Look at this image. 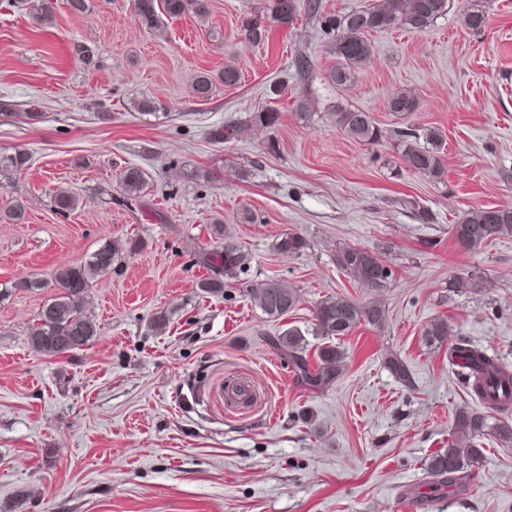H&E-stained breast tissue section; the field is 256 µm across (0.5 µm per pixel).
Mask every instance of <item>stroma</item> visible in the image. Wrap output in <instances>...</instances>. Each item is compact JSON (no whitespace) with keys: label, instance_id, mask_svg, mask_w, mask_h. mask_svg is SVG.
<instances>
[{"label":"stroma","instance_id":"1","mask_svg":"<svg viewBox=\"0 0 512 512\" xmlns=\"http://www.w3.org/2000/svg\"><path fill=\"white\" fill-rule=\"evenodd\" d=\"M53 2L40 24L0 0V151L30 156L0 186V512H512V447L488 434L472 475L430 490L428 459L450 443L454 414L479 405L447 348L421 335L447 319L512 367V238L467 251L448 231L470 209L512 204V0H450L424 31L370 33V62L343 86L304 9L254 46L241 22L263 0H210L207 18L166 15L157 30L134 0H86L78 15ZM475 10L483 29L465 24ZM228 65L240 81L198 99L197 76ZM402 87L416 112L390 111ZM145 97L154 111L137 110ZM268 106L278 124L251 123ZM345 109L371 112L382 141L349 138ZM229 121L245 123L241 137L212 142ZM407 128L441 131L443 181L407 170ZM129 167L148 175L137 198L119 189ZM61 190L76 209L57 211ZM217 225L251 263L207 293L201 258ZM286 232L307 249L279 254ZM108 242L125 254L90 290L97 336L64 355L33 350L26 332L57 293L55 269ZM348 245L389 267L388 323L335 339L340 374L313 387L268 339L298 329L314 359L326 343L316 305L371 300L336 266ZM454 276L484 286L456 292ZM270 279L298 294L276 321L246 292ZM391 354L412 386L387 370Z\"/></svg>","mask_w":512,"mask_h":512}]
</instances>
